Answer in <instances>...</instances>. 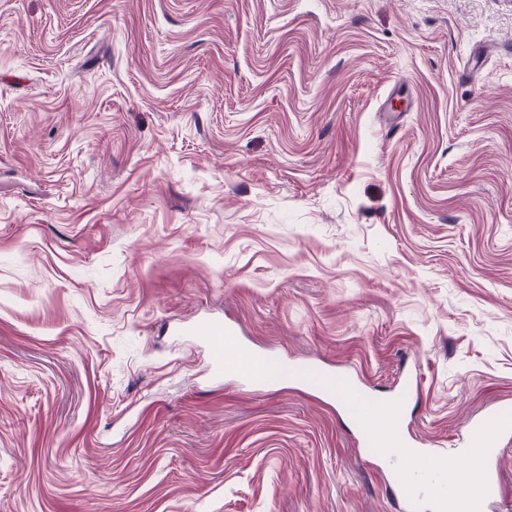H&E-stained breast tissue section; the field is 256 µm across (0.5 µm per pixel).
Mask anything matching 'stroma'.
I'll return each instance as SVG.
<instances>
[{"label":"stroma","mask_w":512,"mask_h":512,"mask_svg":"<svg viewBox=\"0 0 512 512\" xmlns=\"http://www.w3.org/2000/svg\"><path fill=\"white\" fill-rule=\"evenodd\" d=\"M346 371L512 409V0H0V512H399ZM180 331L207 348L217 376L226 372L259 386L273 381L281 373V367L273 365L267 355L240 344L235 332L224 326V319L220 316L197 318L181 326Z\"/></svg>","instance_id":"35a3bbf8"}]
</instances>
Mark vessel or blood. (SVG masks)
<instances>
[{
  "label": "vessel or blood",
  "mask_w": 512,
  "mask_h": 512,
  "mask_svg": "<svg viewBox=\"0 0 512 512\" xmlns=\"http://www.w3.org/2000/svg\"><path fill=\"white\" fill-rule=\"evenodd\" d=\"M182 331L207 348L216 375L229 373L259 386L273 381L281 373L280 366L272 364L267 355L240 344L235 332L225 327L222 317L197 318L183 325ZM376 410V404L361 405L355 419L366 446L379 450L384 461L391 463L398 475L399 492L405 506L412 512L420 500L426 499L432 501L439 512H446L452 495L445 487L438 485L435 461L429 457L426 449L418 447L406 436L400 415H393L384 430H377L374 424ZM469 432L468 448L480 451V466L472 474L478 494L473 512H486L501 497L500 478L493 465L495 443L486 440L482 428L473 426Z\"/></svg>",
  "instance_id": "1"
}]
</instances>
